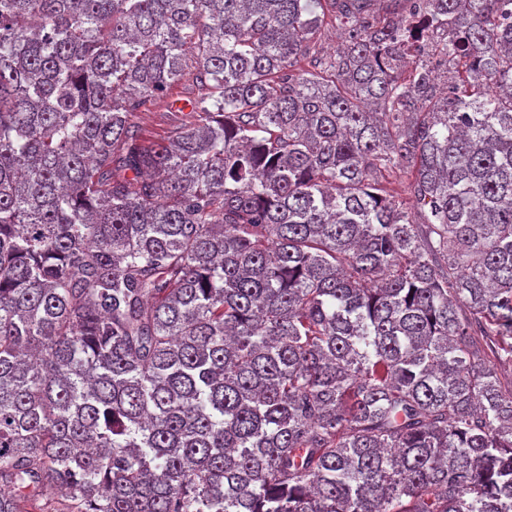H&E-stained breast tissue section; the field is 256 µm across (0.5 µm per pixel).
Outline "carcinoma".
Listing matches in <instances>:
<instances>
[{
	"instance_id": "cac0c4a2",
	"label": "carcinoma",
	"mask_w": 512,
	"mask_h": 512,
	"mask_svg": "<svg viewBox=\"0 0 512 512\" xmlns=\"http://www.w3.org/2000/svg\"><path fill=\"white\" fill-rule=\"evenodd\" d=\"M504 365L512 0H0V512H512ZM154 110L149 112H140L135 121L142 128L145 137L157 139L166 135V125L162 122L159 115Z\"/></svg>"
}]
</instances>
